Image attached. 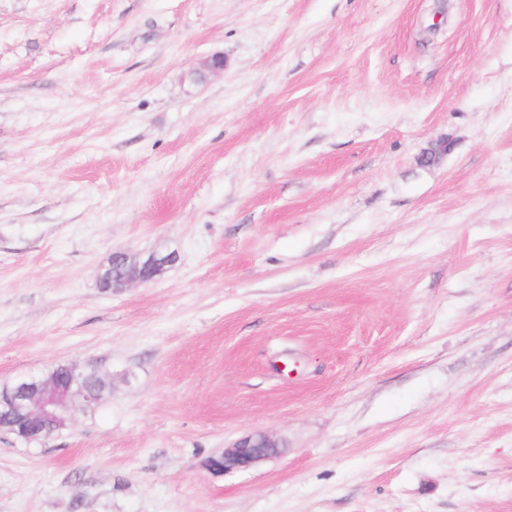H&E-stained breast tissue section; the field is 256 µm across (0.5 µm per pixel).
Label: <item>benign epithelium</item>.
Wrapping results in <instances>:
<instances>
[{
    "label": "benign epithelium",
    "instance_id": "obj_1",
    "mask_svg": "<svg viewBox=\"0 0 512 512\" xmlns=\"http://www.w3.org/2000/svg\"><path fill=\"white\" fill-rule=\"evenodd\" d=\"M173 254L152 252L131 256L114 252L99 275V286L106 290L128 288L152 282L175 262ZM61 376L29 375L0 386V429L26 441H39L69 428L75 411L100 403L99 387L90 384L85 371L76 364L62 365ZM278 454V444L269 435L253 432L208 461L214 472L244 469Z\"/></svg>",
    "mask_w": 512,
    "mask_h": 512
}]
</instances>
